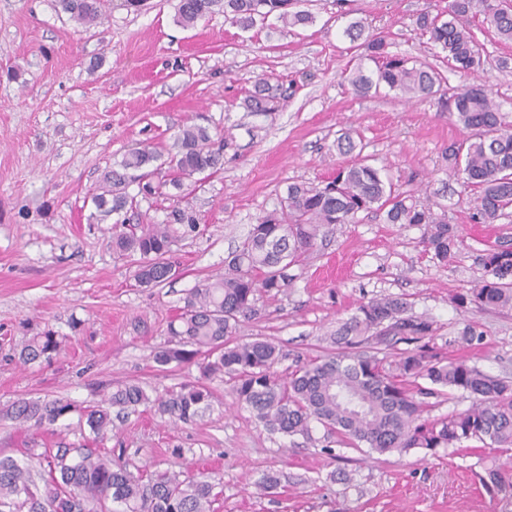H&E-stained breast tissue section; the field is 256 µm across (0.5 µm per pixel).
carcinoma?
I'll return each instance as SVG.
<instances>
[{
	"mask_svg": "<svg viewBox=\"0 0 512 512\" xmlns=\"http://www.w3.org/2000/svg\"><path fill=\"white\" fill-rule=\"evenodd\" d=\"M105 0H57L61 11L79 24L96 23ZM302 0H178L176 20L192 27L215 12L243 30L274 16L284 26L307 25L314 16ZM481 13L498 36L512 40V0H448L446 12L417 18L428 42L451 67L478 71L485 55L470 27ZM351 41H361L364 54L349 70L355 94L382 90L411 101L434 97L440 109L456 118L466 135L448 149L453 169L462 170L466 184L477 193L473 220L493 224L512 209V120L501 111L488 90L473 85L459 90L447 85L439 71L388 51L385 38L366 32L362 20L344 29ZM370 61L375 69L369 70ZM286 93L265 80L255 83L243 100L247 111L269 115L279 111ZM233 145L230 131L216 140L197 125L183 127L175 138L168 167L172 178L153 181L149 165L158 153L135 147L121 162V170L105 174L104 186L91 197L100 216L121 213L133 204L127 186L136 182L143 197L179 189L183 182L223 165L224 150ZM380 212L389 224H423L425 250L441 262L448 260L458 236L445 212L422 207L407 192L385 179L366 157L341 166L325 186L306 183L288 186L280 210L257 218L230 258L224 272L188 290L183 306L169 322V343L154 352L160 367L197 361L200 376L162 395L150 397L137 383H118L101 399L80 411L89 436L79 444L56 443L38 458L49 468L50 479L39 483L28 465L0 457V512H215L216 483L206 473L168 470L142 474L101 451L112 432V417L142 406L172 423H191L209 407L213 392L207 380L225 376L236 400L249 408L270 432L312 439V424L326 437L350 448H369L379 454H401L412 448L434 451L455 448L475 439L507 462L477 475L481 486L512 512V384L489 376L463 358H446L402 349L388 363L364 349L374 341L394 345L434 336V321L410 314L404 297L384 295L360 304L330 334L337 352L299 364L283 378L277 365L282 349L264 339L240 341L244 319L260 317L258 295L275 296L288 287V269L313 250L325 230L335 224H354L361 213ZM199 230L193 213L175 208L163 224L112 225V250L121 256L139 255L134 271L142 286L157 287L177 276L173 245ZM485 277L454 298L463 308L474 304L491 310H512V247L494 245L481 256ZM61 341L47 330L25 339L20 360L25 364L51 362ZM429 386L424 387L420 381ZM462 390L474 397L463 413L423 418L428 396L441 397ZM76 411L63 399H24L13 402L0 417L21 427L55 434L57 422Z\"/></svg>",
	"mask_w": 512,
	"mask_h": 512,
	"instance_id": "cac0c4a2",
	"label": "carcinoma"
}]
</instances>
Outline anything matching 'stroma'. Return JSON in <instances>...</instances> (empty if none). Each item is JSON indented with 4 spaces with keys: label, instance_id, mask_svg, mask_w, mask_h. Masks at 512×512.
Segmentation results:
<instances>
[{
    "label": "stroma",
    "instance_id": "obj_1",
    "mask_svg": "<svg viewBox=\"0 0 512 512\" xmlns=\"http://www.w3.org/2000/svg\"><path fill=\"white\" fill-rule=\"evenodd\" d=\"M176 0H145L140 11L106 8L101 23L80 25L56 0H0V410L20 398H63L84 407L122 382L149 394L198 377L196 364L159 367L153 354L169 341L167 323L188 289L222 272L257 217L278 209L290 183L322 184L351 163L336 140L360 135L363 153L396 187L421 204L445 207L459 243L448 261L433 259L419 224H388L379 215L333 226L290 268L285 292L261 297L263 316L242 322L239 339H269L282 348L279 372L296 361L330 353L328 335L362 302L377 295L407 298L432 319L436 335L422 350L466 358L512 381V311L457 307L452 298L485 275L482 250L512 244V217L494 224L471 219L475 196L449 167L448 148L463 130L435 99L359 97L347 70L361 49L344 36L350 19H367L390 52L436 68L450 86L481 83L512 113V42L476 17L472 29L487 51L478 75L437 57L416 21L445 11L448 0H306L313 24L285 29L275 20L241 30L217 12L185 28ZM286 90L272 115H253L242 101L258 79ZM213 137L232 129L233 148L221 169L182 190L137 202L130 224L164 223L174 207L189 208L199 233L179 240L177 278L139 285L134 258L112 250V222L91 202L107 170L140 145L159 154L156 178L183 126ZM476 323L484 336L472 348L456 341ZM64 346L48 364H23L25 338L45 330ZM211 407L196 422L172 424L147 411L129 415L105 443L131 469L205 471L220 482L217 512H496L476 485L495 464L477 449L429 454L414 448L380 455L336 444L324 430L312 439L273 434L216 378ZM34 430L0 420V457L44 473L27 452ZM278 488L260 494L264 475ZM352 484H344V476Z\"/></svg>",
    "mask_w": 512,
    "mask_h": 512
}]
</instances>
